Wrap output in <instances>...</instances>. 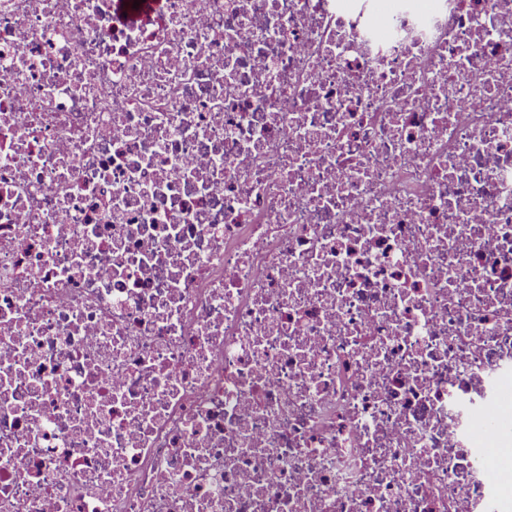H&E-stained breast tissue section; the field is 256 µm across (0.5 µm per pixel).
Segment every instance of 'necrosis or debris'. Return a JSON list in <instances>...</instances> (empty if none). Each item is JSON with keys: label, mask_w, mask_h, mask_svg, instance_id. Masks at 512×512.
Listing matches in <instances>:
<instances>
[{"label": "necrosis or debris", "mask_w": 512, "mask_h": 512, "mask_svg": "<svg viewBox=\"0 0 512 512\" xmlns=\"http://www.w3.org/2000/svg\"><path fill=\"white\" fill-rule=\"evenodd\" d=\"M0 0V512H507L512 0Z\"/></svg>", "instance_id": "4bbe7bcc"}]
</instances>
